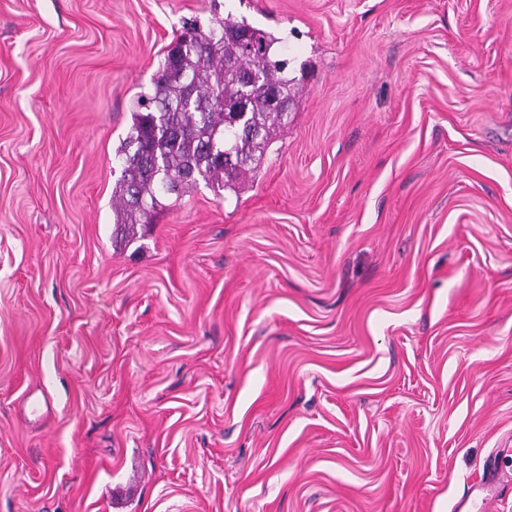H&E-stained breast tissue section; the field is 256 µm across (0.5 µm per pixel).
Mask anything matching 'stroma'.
Wrapping results in <instances>:
<instances>
[{"label": "stroma", "instance_id": "1", "mask_svg": "<svg viewBox=\"0 0 512 512\" xmlns=\"http://www.w3.org/2000/svg\"><path fill=\"white\" fill-rule=\"evenodd\" d=\"M298 93L112 243L186 20ZM512 512V0H0V512Z\"/></svg>", "mask_w": 512, "mask_h": 512}]
</instances>
